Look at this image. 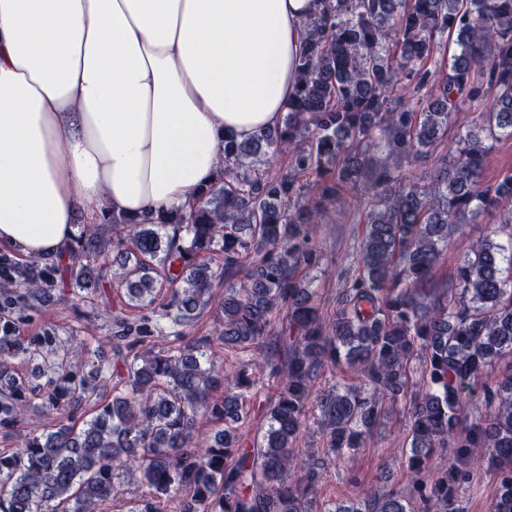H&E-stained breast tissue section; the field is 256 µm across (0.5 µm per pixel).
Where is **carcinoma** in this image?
Returning a JSON list of instances; mask_svg holds the SVG:
<instances>
[{"label": "carcinoma", "instance_id": "obj_1", "mask_svg": "<svg viewBox=\"0 0 512 512\" xmlns=\"http://www.w3.org/2000/svg\"><path fill=\"white\" fill-rule=\"evenodd\" d=\"M452 37L459 51L447 62ZM297 69L282 125L225 140L220 173L196 204L134 223L103 216L117 268L96 224L56 260L0 251V436L18 438L0 452V512H98L126 484L129 512H446L459 464L482 449L497 486L490 512H512V370L485 386L494 415H463L468 389L512 354V242L472 246L454 271L457 298L435 279L448 239L470 219L497 213L512 224V175L482 183L485 141L512 137V0H324ZM462 108L479 123L442 153ZM269 153L288 171L272 170ZM307 172L321 178L313 193L299 182ZM349 193L366 233L327 322L307 277L324 259L309 229ZM110 271L146 311L111 319L112 352L53 325L21 335L27 311L67 289L96 294ZM211 306L217 339L248 357L234 372L215 363L209 341L187 339ZM415 360L425 387L410 400L407 493L314 510L323 473L294 445L319 372L360 373L316 399L326 448L343 455L366 445ZM263 367L268 427L249 448L243 401ZM34 404L54 423L23 436ZM201 413L224 421L204 448ZM449 448L448 465L431 469Z\"/></svg>", "mask_w": 512, "mask_h": 512}]
</instances>
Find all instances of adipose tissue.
<instances>
[{"instance_id":"adipose-tissue-1","label":"adipose tissue","mask_w":512,"mask_h":512,"mask_svg":"<svg viewBox=\"0 0 512 512\" xmlns=\"http://www.w3.org/2000/svg\"><path fill=\"white\" fill-rule=\"evenodd\" d=\"M317 0H0V243L183 211L225 139L281 125Z\"/></svg>"}]
</instances>
